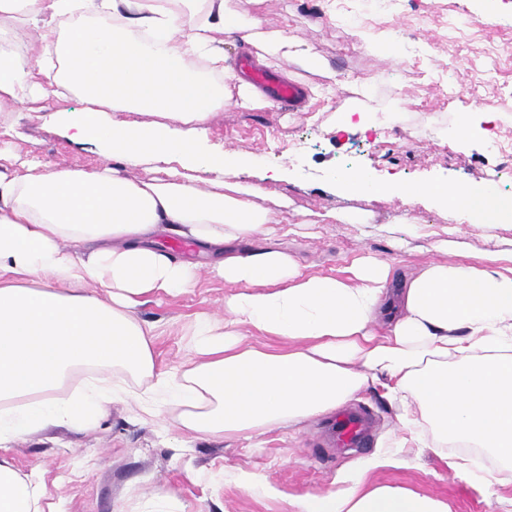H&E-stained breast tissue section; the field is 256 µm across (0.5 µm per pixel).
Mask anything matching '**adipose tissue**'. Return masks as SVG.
I'll return each mask as SVG.
<instances>
[{
    "instance_id": "obj_1",
    "label": "adipose tissue",
    "mask_w": 512,
    "mask_h": 512,
    "mask_svg": "<svg viewBox=\"0 0 512 512\" xmlns=\"http://www.w3.org/2000/svg\"><path fill=\"white\" fill-rule=\"evenodd\" d=\"M22 29L37 58L0 48V108L46 112L63 91L86 103L66 115L78 144L103 165L53 163L0 170V450L49 425L75 427L115 400L138 418L178 411L204 437L249 436L336 410L369 384L442 442H463L512 464V250L429 262L393 288L394 269L364 258L347 279L302 273L275 224H366L367 213L294 208L241 179L237 154L203 148L218 112L275 109L228 64L225 40L257 49L264 67L289 64L334 79L299 35L268 28L239 0H0V36ZM223 74L215 83L213 74ZM119 112H149L129 125ZM156 164L155 176L137 168ZM214 173L202 185L197 172ZM346 196H428L499 222L498 204L470 185H387L338 179ZM170 232L212 255L209 272L233 286L224 315H197L193 356L155 368L146 297L195 287L197 264L155 240ZM287 349L245 345L244 334ZM377 459L358 462L346 488L307 494L295 512H448L412 490L368 485ZM39 480L0 453V512H44Z\"/></svg>"
}]
</instances>
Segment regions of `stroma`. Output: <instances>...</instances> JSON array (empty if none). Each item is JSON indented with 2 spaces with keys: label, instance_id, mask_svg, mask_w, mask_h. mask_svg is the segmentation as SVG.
<instances>
[{
  "label": "stroma",
  "instance_id": "35a3bbf8",
  "mask_svg": "<svg viewBox=\"0 0 512 512\" xmlns=\"http://www.w3.org/2000/svg\"><path fill=\"white\" fill-rule=\"evenodd\" d=\"M248 12H261L270 28H289L312 44L337 72L335 84L323 76L295 70L304 85L319 86L300 112L238 108L217 113L206 126L209 144L245 159L250 178L268 167L285 171L274 183L294 207L319 211L336 207L369 212L373 221L359 224H314L296 234L281 224L277 234L295 254L303 273L347 277L362 257L399 266H419L440 260L433 245L454 228L457 241L469 253L485 249L488 236L512 249V223L488 228L467 210L449 217L429 198L398 196L345 197L336 191V169L355 153L359 170L371 180L406 183H466L496 190L512 198V178L492 188L487 176L499 162L486 148L489 123L512 128V96L500 84L512 85V60L492 67L486 57L497 32L512 31V0H409L407 42L397 56L373 57L362 49L363 30L350 23L334 25L320 14L322 0H241ZM492 13L483 23L484 13ZM469 44L465 65L452 62V52ZM364 72L363 82L343 78V69ZM494 78L478 98L466 89ZM372 112H400L404 120L386 134L379 146L368 148L366 136L336 132L329 118L351 100ZM472 113L477 134L463 144L448 136L458 115ZM304 135L310 146L302 155L289 151L291 138ZM10 147L19 161L58 163L91 169L104 158L93 147L71 143L56 123L39 113L15 108L0 112V148ZM420 218V235L397 249L400 227L396 216ZM229 286L202 273L194 288L176 297L150 301L138 316L154 326L157 370L179 367L189 356L186 323L198 313L220 316ZM352 405L371 410L377 425L370 446L340 450L323 438L326 416L291 426H275L251 436L202 438L181 424L177 412L148 420L136 418L132 406L114 401L107 412L77 429L52 428L20 436L8 451L15 467L35 474L45 488L51 512H146L160 498H170L174 512H291L292 499L339 490L342 479L360 460L387 453L396 462L375 468L373 484H389L441 499L450 512H512V481L488 494L473 481L456 476L451 461H463L476 471L497 467L495 459L475 455L451 444L432 448L429 424L417 428L418 439L406 441L403 408L374 384L356 394ZM405 447H396V440ZM256 474L266 490L257 494L239 487L234 473Z\"/></svg>",
  "mask_w": 512,
  "mask_h": 512
}]
</instances>
